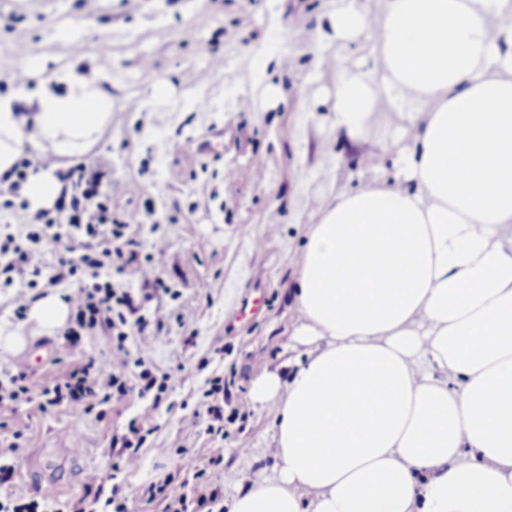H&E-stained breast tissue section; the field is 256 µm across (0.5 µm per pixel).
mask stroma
<instances>
[{
	"instance_id": "1",
	"label": "stroma",
	"mask_w": 512,
	"mask_h": 512,
	"mask_svg": "<svg viewBox=\"0 0 512 512\" xmlns=\"http://www.w3.org/2000/svg\"><path fill=\"white\" fill-rule=\"evenodd\" d=\"M335 7L336 0H256L246 10L239 0H139L132 10L124 0H0V96L12 92L13 73L30 61L48 74L74 62L105 71L104 88L117 107L87 158L111 168L117 211L140 213L154 205L160 228L139 227L143 246L158 232L169 242L162 276L181 296L170 304L176 320L168 335L151 342L146 356L171 374L172 388L157 412V430L125 475L129 490L203 468L229 497L273 472L267 448L276 405L252 403L248 394L257 376L292 354L296 272L307 226L330 184H348L375 164L385 177L395 172L391 157L379 150L396 120L387 104H380L360 147L337 141L326 125L331 102L313 85L332 81L334 73L314 72L311 63L317 32ZM63 28L73 41L59 37ZM245 50L260 53L264 74L282 88L287 107L245 112L228 99L224 69L213 60ZM160 84L182 99L176 111L126 109V101ZM218 134L223 155L201 152L200 143ZM257 155L265 161L261 177L253 168ZM132 181L138 192L125 193ZM256 283L265 286L268 315L234 327L235 304ZM14 295L0 288V330L24 343L10 352L0 348V374L16 371L28 352L43 347L51 357L30 370L42 382L81 355L110 357L109 337H89L73 351L60 329L41 334L31 320H16ZM219 374L224 436L215 439L205 424H192L191 414L206 380ZM148 404L133 394L106 405L101 415L44 411L35 400L22 405L10 423L21 433L18 451L8 457L15 466L11 493L29 498L43 486L64 507L81 495L89 474H110L113 434ZM72 432L79 447L68 439Z\"/></svg>"
}]
</instances>
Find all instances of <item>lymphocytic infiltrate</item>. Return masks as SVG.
<instances>
[{"label":"lymphocytic infiltrate","instance_id":"lymphocytic-infiltrate-1","mask_svg":"<svg viewBox=\"0 0 512 512\" xmlns=\"http://www.w3.org/2000/svg\"><path fill=\"white\" fill-rule=\"evenodd\" d=\"M54 162L48 154L34 160L23 155L0 174V207L26 228L22 234L7 231L0 235V287L25 284V291L14 299L15 314L22 319L41 299L42 288L64 286L71 278L83 276L84 284L66 297L71 317L63 338L73 346L84 336L111 337L112 357L100 361L90 356L72 362L48 384L31 379L22 369L6 374L0 379V445L17 451V443L7 435V417L21 404L37 397L44 410L80 405L90 412L122 401L131 390L124 370L131 364L139 367V394L151 396L152 403L129 421L125 432L112 436V473L117 481L109 486L99 474L89 475L83 496L72 500L68 510L87 512L85 504L93 497L104 499L111 512H130V495L119 476L137 466L147 436L155 431L156 412L170 376L155 375L144 357H131L126 341L132 334L159 337L167 327L159 313H147L146 304L171 292L159 275L168 241L157 236L150 253H140V244L130 232L138 216L113 210L112 180L106 169L94 163L80 162L57 170L61 190L52 209L28 213L21 189L29 169L46 168ZM44 251L56 253L55 263L47 267L33 264L34 254ZM192 418L206 420L208 434L223 435V377L208 379L201 408ZM171 482L168 476L150 482L141 488L140 499L148 503L163 500L165 512H215L222 500L206 471L193 474L192 486L184 493H170Z\"/></svg>","mask_w":512,"mask_h":512}]
</instances>
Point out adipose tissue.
Masks as SVG:
<instances>
[{
    "label": "adipose tissue",
    "instance_id": "adipose-tissue-1",
    "mask_svg": "<svg viewBox=\"0 0 512 512\" xmlns=\"http://www.w3.org/2000/svg\"><path fill=\"white\" fill-rule=\"evenodd\" d=\"M329 27V127L359 144L391 103L396 173L308 226L298 352L250 388L277 404L274 473L227 512H512V0H336ZM26 73L0 97V173L24 137L78 157L112 123L104 73Z\"/></svg>",
    "mask_w": 512,
    "mask_h": 512
}]
</instances>
